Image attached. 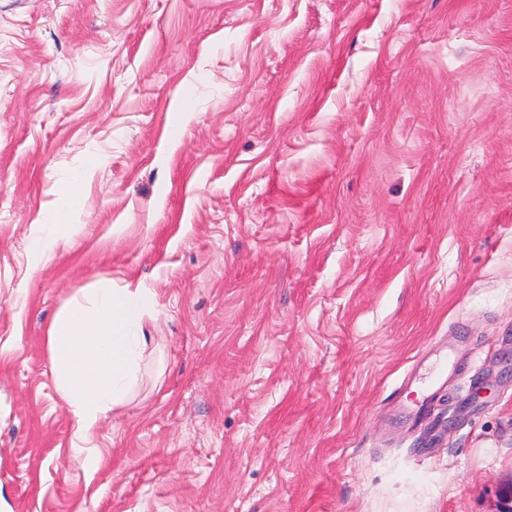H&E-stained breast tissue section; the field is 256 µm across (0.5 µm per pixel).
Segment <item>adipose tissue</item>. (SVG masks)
Returning <instances> with one entry per match:
<instances>
[{"mask_svg": "<svg viewBox=\"0 0 512 512\" xmlns=\"http://www.w3.org/2000/svg\"><path fill=\"white\" fill-rule=\"evenodd\" d=\"M153 302L148 289L105 285L73 298L52 322V366L78 425L75 449H83L102 415L133 393L151 342L143 315Z\"/></svg>", "mask_w": 512, "mask_h": 512, "instance_id": "1", "label": "adipose tissue"}]
</instances>
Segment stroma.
<instances>
[{
    "label": "stroma",
    "mask_w": 512,
    "mask_h": 512,
    "mask_svg": "<svg viewBox=\"0 0 512 512\" xmlns=\"http://www.w3.org/2000/svg\"><path fill=\"white\" fill-rule=\"evenodd\" d=\"M106 284L152 342L90 467L48 329ZM511 488L512 0H0V512Z\"/></svg>",
    "instance_id": "obj_1"
}]
</instances>
